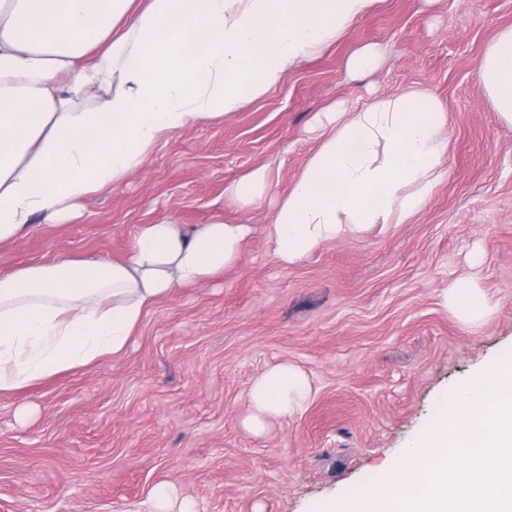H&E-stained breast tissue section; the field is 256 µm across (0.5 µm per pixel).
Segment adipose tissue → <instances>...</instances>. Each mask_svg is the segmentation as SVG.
I'll use <instances>...</instances> for the list:
<instances>
[{
  "label": "adipose tissue",
  "instance_id": "adipose-tissue-1",
  "mask_svg": "<svg viewBox=\"0 0 512 512\" xmlns=\"http://www.w3.org/2000/svg\"><path fill=\"white\" fill-rule=\"evenodd\" d=\"M377 2L0 0V244L35 215L62 222L75 202L141 169L168 133L264 94ZM479 76L512 124V28L487 47ZM447 123L417 90L325 113L316 150L264 227L277 259L292 265L367 226L407 223L441 178ZM252 233L219 220L190 236L161 220L140 227L122 261L0 272V392L121 355L149 308L236 265ZM444 298L473 326L488 307L463 281ZM311 392L299 367L265 369L245 427L262 433Z\"/></svg>",
  "mask_w": 512,
  "mask_h": 512
}]
</instances>
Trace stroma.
<instances>
[{"instance_id":"35a3bbf8","label":"stroma","mask_w":512,"mask_h":512,"mask_svg":"<svg viewBox=\"0 0 512 512\" xmlns=\"http://www.w3.org/2000/svg\"><path fill=\"white\" fill-rule=\"evenodd\" d=\"M511 26L512 0H380L231 116L167 135L71 220L35 219L1 245L5 271L120 261L140 225L162 219L189 234L217 220L255 228L236 266L174 289L122 355L0 393V512H155L162 484L195 512H312L395 464L440 394L512 352V124L478 76ZM371 45L380 67L349 74V58ZM410 89L448 115L447 160L425 209L281 264L262 227L317 147L312 118ZM261 166L273 186L241 208L230 189ZM463 279L489 301L476 327L444 301ZM278 362L301 367L313 397L256 436L242 425L248 388Z\"/></svg>"}]
</instances>
